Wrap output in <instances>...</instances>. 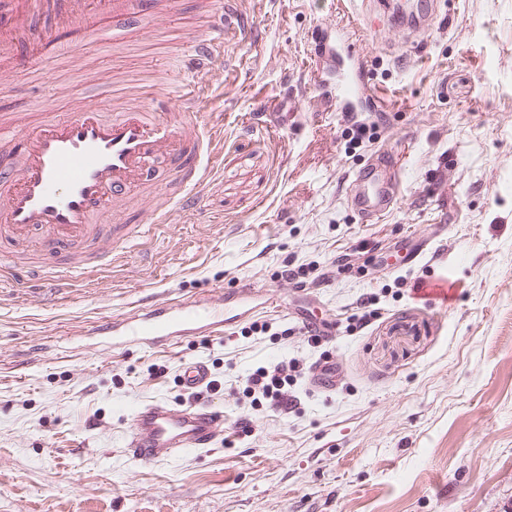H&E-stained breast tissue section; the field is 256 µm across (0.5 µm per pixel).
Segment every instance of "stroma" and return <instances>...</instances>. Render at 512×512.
Here are the masks:
<instances>
[{
  "instance_id": "stroma-1",
  "label": "stroma",
  "mask_w": 512,
  "mask_h": 512,
  "mask_svg": "<svg viewBox=\"0 0 512 512\" xmlns=\"http://www.w3.org/2000/svg\"><path fill=\"white\" fill-rule=\"evenodd\" d=\"M195 2L175 0L155 38L133 22L88 46L101 79L65 59L46 76L19 65L0 81V115L34 125L67 116L74 98L161 96L165 58L201 28ZM244 7L253 35L228 41L236 69H217L189 117L224 130L200 207L58 297L0 271V512H512V0H445L412 38L359 0ZM341 25L383 104L379 140L352 152L310 66ZM275 97L287 119L271 134L249 126ZM378 151L406 156V172L394 208L363 224L346 192ZM416 246L415 262L394 265ZM287 268L310 284L282 277ZM417 278L447 279L454 301L416 297ZM242 285L274 304L220 335L113 349L92 333L152 297L216 301ZM370 295L377 314L357 327ZM305 308L334 321L332 340L307 345ZM265 322L274 335L243 336ZM325 357L339 370L329 394L309 376ZM192 359L216 389L182 390ZM289 359L304 369L295 404H252L248 376ZM196 399L224 414L217 445L160 463L124 455L133 405Z\"/></svg>"
}]
</instances>
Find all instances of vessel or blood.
Masks as SVG:
<instances>
[{"instance_id": "vessel-or-blood-1", "label": "vessel or blood", "mask_w": 512, "mask_h": 512, "mask_svg": "<svg viewBox=\"0 0 512 512\" xmlns=\"http://www.w3.org/2000/svg\"><path fill=\"white\" fill-rule=\"evenodd\" d=\"M239 4L203 0L212 25L188 43L192 66L178 59L167 63L163 103L151 108L139 98L85 102L67 117L17 133L0 127V239L37 238L51 260L83 273L94 257L78 258L77 249L105 234L132 192L159 189L152 213L165 219L174 208L196 209L222 156L223 133L214 126H192L188 116L199 105V88L209 79L206 64L218 44L246 34ZM172 8V0H0V75L29 58L68 56L131 14L161 20ZM321 55L319 85L341 114L355 111L370 87L355 66L347 32L336 30ZM404 167V157L380 153L359 168L348 204L361 222L378 221L394 206ZM225 314L222 304L156 300L145 312L104 322L98 332L116 346H160L195 332H214L223 327ZM209 378L201 361L186 362L179 376L187 391ZM311 383L320 392L335 390L334 365H315ZM130 421L125 453L135 461L176 459L213 447L224 433L223 414L202 404H138Z\"/></svg>"}]
</instances>
